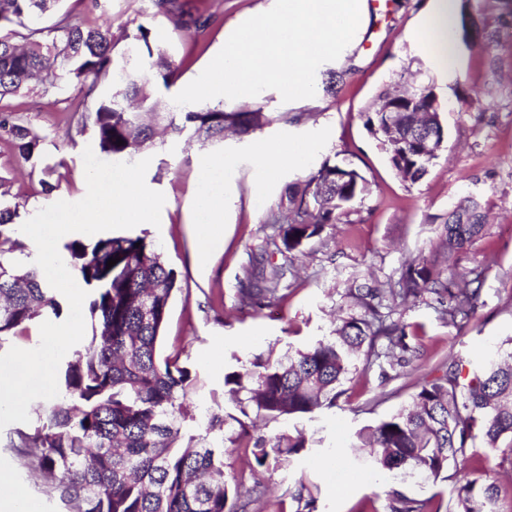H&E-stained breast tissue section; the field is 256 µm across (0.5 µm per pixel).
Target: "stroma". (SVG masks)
Wrapping results in <instances>:
<instances>
[{"instance_id":"obj_1","label":"stroma","mask_w":512,"mask_h":512,"mask_svg":"<svg viewBox=\"0 0 512 512\" xmlns=\"http://www.w3.org/2000/svg\"><path fill=\"white\" fill-rule=\"evenodd\" d=\"M185 3L188 9L211 14L202 34L175 28L156 13L151 0H101L100 9L91 14L80 0H63L61 8L89 26L110 24L116 33L149 26L155 41L180 64L174 84L163 93L169 100L204 70L238 25L270 9L274 0ZM431 4L378 0L360 37L337 60L318 68L314 98L285 102L277 91L266 90L246 102L225 101L228 111L259 107L271 113L273 123L257 135H230L223 146L208 150L170 139L148 152L146 183L164 194L165 204L160 225L140 224L133 232L147 234L160 246L182 286L170 309L160 354L178 358L197 375V386L186 401L190 407L215 401L222 411L234 412V404L223 396L226 374L250 367L257 356L276 359L333 335L337 324L355 313L349 288L393 284L406 259L429 253L449 210L465 197L479 199L487 216L483 234L447 262L451 268L480 272L476 315L455 324L443 320L430 295L407 304L385 301L383 313L404 325L416 358L403 368L383 356L359 360L334 407L310 421L281 420L260 427V434L268 437L304 430L308 446L287 463L259 469L267 495L256 512H295L289 492L303 480L320 487L317 512H384L386 484L351 456L356 432L408 406L442 364L462 359L478 366L512 350V0H460L454 56L444 66L422 32ZM428 79L445 105L441 117L448 138L426 175L412 184L401 179L369 135L364 113L388 86ZM74 97L73 88L47 90L39 85L29 94L0 101L1 108L20 113L45 135V153L58 166L60 187L44 196L39 175L30 174L11 142L0 137V177L10 183L12 201L22 204L23 219L51 202H76L86 194L82 154L93 139L68 137ZM286 112H303L307 118L285 123L281 117ZM257 136L305 146V165L285 163L275 175H267L250 152ZM205 155L226 162L227 204L223 235L208 265L202 266L196 260L189 215L198 163ZM326 161L356 169L366 180V192L348 204L340 221L300 247L282 303L257 311L242 306L239 290L246 285V268L284 262L269 239L271 214L286 215L289 186L304 181ZM187 427L208 441L223 443L226 477L248 470L252 456L230 443V431H208L206 421L199 419ZM496 463L494 454L476 446L468 449L448 481L410 478L397 487L411 496L446 500L459 482L487 474L502 486L501 512H512V476L499 472ZM0 477L19 485L38 512H58L59 503L44 493L24 460L1 447Z\"/></svg>"}]
</instances>
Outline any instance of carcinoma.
I'll list each match as a JSON object with an SVG mask.
<instances>
[{
  "label": "carcinoma",
  "mask_w": 512,
  "mask_h": 512,
  "mask_svg": "<svg viewBox=\"0 0 512 512\" xmlns=\"http://www.w3.org/2000/svg\"><path fill=\"white\" fill-rule=\"evenodd\" d=\"M60 0H0V100L30 90L44 75L76 91L72 109L78 135L90 134L101 152L132 162L155 146L157 135L181 138L201 147L224 142L226 131L247 135L275 121L269 113L224 110L206 103L172 112L159 95L177 66L168 49L151 38L143 25L123 40L108 26L89 27L63 13L51 26L40 20ZM156 13L180 29L200 28L202 15L183 11L180 0H153ZM415 113L404 115L400 131L407 162L416 165ZM0 131L17 155L42 175V193L51 195L57 165L47 161L44 137L23 124L17 113L0 110ZM122 145H117L118 141ZM337 165L324 161L303 187L288 199L286 223L279 226L281 246L289 254L334 224L350 198L366 191L364 177L347 168L348 179L336 185ZM7 181L0 178V350L18 329L36 318L60 315L55 289L37 264L19 266L11 255L23 252L17 236L20 204L10 205ZM485 215L474 199L461 200L442 225L433 259H411L402 267L397 287L349 289L354 306L364 310L345 319L335 335L275 361L253 362L245 372L225 375V393L239 415L208 412L207 430L235 426V441L245 443L255 467L269 460L285 462L306 447L304 431L272 438L253 432L252 416L272 421L303 418L331 407L349 379L354 360L379 356L378 342L400 366L413 350L404 327L386 322L373 301L385 292L392 300L413 302L426 294L449 296L439 313L454 322L473 317L480 288H470L456 271L438 267L452 253L480 237ZM61 257L91 290L90 329L63 360L59 395L42 405L32 429L17 430L6 446L35 461L49 492L67 512H249L267 488L245 475L229 487L224 449L184 430L193 418L185 398L196 377L178 360L160 357L163 328L180 290L177 275L147 237H100L64 243ZM119 261L106 268L111 258ZM286 266L272 265L251 273L245 306L260 308L281 301ZM512 439V351L480 367L461 360L442 375L424 382L403 408L357 433V448L370 449L368 459L379 472L400 478L448 480V469L476 444L491 452ZM317 487L304 482L290 493L296 512H315ZM497 481L475 477L455 487L447 506L432 498L387 493L389 512H497Z\"/></svg>",
  "instance_id": "obj_1"
}]
</instances>
